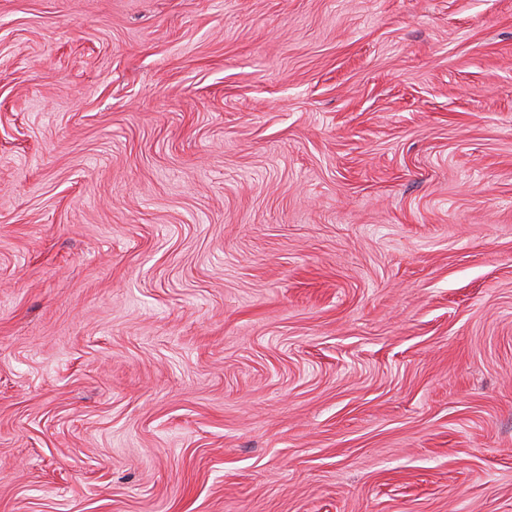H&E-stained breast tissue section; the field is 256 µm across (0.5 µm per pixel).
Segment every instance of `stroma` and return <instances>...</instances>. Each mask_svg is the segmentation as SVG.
Masks as SVG:
<instances>
[{
  "label": "stroma",
  "mask_w": 512,
  "mask_h": 512,
  "mask_svg": "<svg viewBox=\"0 0 512 512\" xmlns=\"http://www.w3.org/2000/svg\"><path fill=\"white\" fill-rule=\"evenodd\" d=\"M0 512H512V0H0Z\"/></svg>",
  "instance_id": "stroma-1"
}]
</instances>
